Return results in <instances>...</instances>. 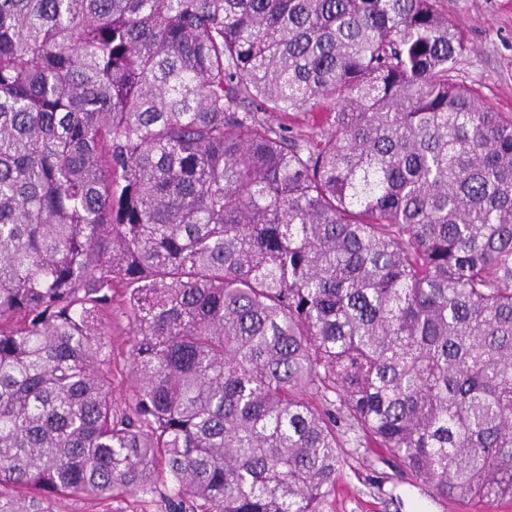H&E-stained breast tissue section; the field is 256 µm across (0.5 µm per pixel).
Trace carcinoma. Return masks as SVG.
<instances>
[{
	"mask_svg": "<svg viewBox=\"0 0 512 512\" xmlns=\"http://www.w3.org/2000/svg\"><path fill=\"white\" fill-rule=\"evenodd\" d=\"M466 52L445 0H0V512H319L339 423L512 500V113ZM130 326L125 317L117 314L112 318V369L114 371V398L123 403H130L134 388L126 379L125 366L128 356L129 342L128 337ZM114 362V363H113ZM123 372V375L121 374ZM167 488L159 486L157 491L142 501H75L61 499L54 506L57 512H173L179 511L176 503L169 500Z\"/></svg>",
	"mask_w": 512,
	"mask_h": 512,
	"instance_id": "1",
	"label": "carcinoma"
}]
</instances>
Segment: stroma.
Masks as SVG:
<instances>
[{
  "label": "stroma",
  "instance_id": "obj_1",
  "mask_svg": "<svg viewBox=\"0 0 512 512\" xmlns=\"http://www.w3.org/2000/svg\"><path fill=\"white\" fill-rule=\"evenodd\" d=\"M448 14L459 23L469 45L459 64V79L493 110L512 113V0H447ZM130 326L125 317L112 320L114 397L131 402L134 388L124 375ZM341 469L336 488L321 504L322 512H479L458 500L431 496L385 450L353 435L341 438ZM165 487L140 501L61 499L56 512H175Z\"/></svg>",
  "mask_w": 512,
  "mask_h": 512
}]
</instances>
